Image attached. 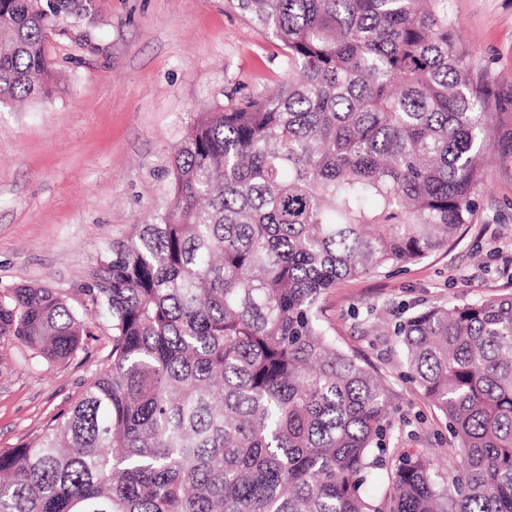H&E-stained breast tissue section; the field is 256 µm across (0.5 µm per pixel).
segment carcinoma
<instances>
[{
	"label": "carcinoma",
	"instance_id": "cac0c4a2",
	"mask_svg": "<svg viewBox=\"0 0 512 512\" xmlns=\"http://www.w3.org/2000/svg\"><path fill=\"white\" fill-rule=\"evenodd\" d=\"M285 51L272 93L204 112L170 199L112 243L89 289L112 364L45 430L0 448V512H512V294L399 325L406 377L448 422L447 486L404 454L363 489L391 405L336 347L322 302L470 223L488 94L448 0H236ZM92 0H0V105L65 89L46 49ZM87 323L53 289L10 288L0 338L59 363Z\"/></svg>",
	"mask_w": 512,
	"mask_h": 512
}]
</instances>
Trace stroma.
I'll use <instances>...</instances> for the list:
<instances>
[{"label": "stroma", "instance_id": "obj_1", "mask_svg": "<svg viewBox=\"0 0 512 512\" xmlns=\"http://www.w3.org/2000/svg\"><path fill=\"white\" fill-rule=\"evenodd\" d=\"M448 18L491 93L486 183L448 247L343 280L323 300L336 345L381 376L392 414L366 487L392 456L422 449L447 474L444 416L405 377L396 330L430 307L512 294V0H448ZM47 50L66 74L45 103L0 107V291L59 293L89 323L55 364L0 340V447L41 432L111 364L112 331L87 291L113 242L169 202L170 161L202 112L262 97L288 72L278 42L232 0H94L62 18Z\"/></svg>", "mask_w": 512, "mask_h": 512}]
</instances>
